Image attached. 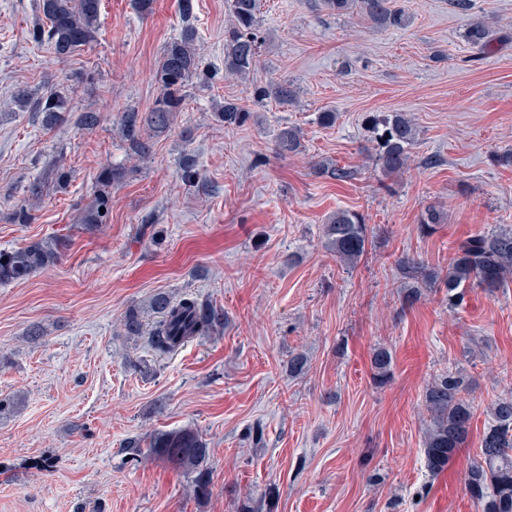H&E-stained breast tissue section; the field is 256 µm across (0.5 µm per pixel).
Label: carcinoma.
I'll list each match as a JSON object with an SVG mask.
<instances>
[{"label":"carcinoma","instance_id":"cac0c4a2","mask_svg":"<svg viewBox=\"0 0 512 512\" xmlns=\"http://www.w3.org/2000/svg\"><path fill=\"white\" fill-rule=\"evenodd\" d=\"M100 0H38L42 22L32 30L33 39L46 44L55 57L65 59L72 53L89 47L96 40ZM325 7L344 14L352 7L360 8L363 18L378 28H403L408 19L394 10L389 0H324ZM231 22L224 29V72L246 79L254 71L260 49L265 41L260 30V0H231ZM492 29L485 20L470 24L464 39L470 45L485 49L489 46ZM197 34L185 23L177 38L171 41L155 73L160 93L148 113L127 110L120 117L130 150L143 156L151 152L150 139L141 134L147 127L156 133L170 128L174 117L182 111L189 83L201 74V57L195 46ZM253 96L259 100L273 98L288 103L296 91L288 83L256 86ZM20 106L32 107L42 113V123L52 127L61 120L64 104L52 97L32 99L21 90ZM217 116L226 126H241L251 112L233 100L224 101ZM370 134L371 157L376 168L393 177L409 169L411 150L417 141V127L403 112H375L366 117ZM302 131L296 126H284L277 134L280 152L295 153L301 147ZM317 173L343 181L353 171L339 166L315 164ZM122 170L105 169L98 177L100 189L93 202L85 208L82 224L95 230L105 223L109 211L107 188L120 181ZM324 244L340 266L354 269L367 254L372 243V229L362 214L351 210L332 213L323 225ZM65 247L62 239L33 242L11 250H0V285L29 278L53 266ZM405 286L404 304L412 306L421 300L424 291L443 284L448 306L459 308L469 293L479 290L493 296L512 283V226L482 231L468 237L448 261L447 270H439L410 257L398 260ZM148 309L158 315L149 332L143 331L141 308L132 306L123 317L126 334L147 336V344L159 353H169L195 336L224 326V310L193 297L173 298L158 292L148 301ZM373 379L385 384L393 370L392 352L379 346L372 351ZM470 381L460 370L448 369L435 376L422 393V405L427 413L423 439L425 465L432 474L448 467L457 451L466 443L473 417L469 398ZM487 422L476 459L464 475L468 493L479 512H512V393L499 396L487 407ZM149 452L163 460L176 463L193 474L192 495L202 501L211 495V477L206 444L192 431L163 434L149 442Z\"/></svg>","mask_w":512,"mask_h":512}]
</instances>
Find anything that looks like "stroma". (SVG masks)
Returning <instances> with one entry per match:
<instances>
[{
  "label": "stroma",
  "instance_id": "stroma-1",
  "mask_svg": "<svg viewBox=\"0 0 512 512\" xmlns=\"http://www.w3.org/2000/svg\"><path fill=\"white\" fill-rule=\"evenodd\" d=\"M206 80H193L172 128L131 153L122 112H146L154 74L178 36L180 0H101L92 47L57 61L29 32L37 0H0V250L66 238L60 261L0 285V512H477L463 476L477 458L486 409L512 392V287L469 295L452 311L444 291L405 306L400 258L447 268L480 230L512 225V0H392L403 29H376L320 0H261L266 42L249 78L224 74L230 0H193ZM492 22L485 52L464 40ZM290 82L293 103H254V85ZM65 100L48 129L20 107L19 90ZM249 107L244 126L215 116L224 100ZM336 112L321 126V112ZM99 126L79 125L81 112ZM405 112L419 135L404 175L385 177L367 148L364 118ZM304 150L278 156L283 126ZM200 177L181 179L185 163ZM356 169L339 182L315 163ZM60 165L65 177L44 175ZM124 172L106 224H79L103 167ZM33 201L27 223L13 214ZM437 231L420 235L428 209ZM362 214L374 232L352 270L326 251L334 211ZM211 300L223 329L159 354L124 335L120 320L154 293ZM42 335L30 341L27 329ZM479 338L470 354L471 338ZM393 352L384 387L369 354ZM305 353L309 371L288 374ZM472 385L465 448L431 475L422 458L425 385L449 368ZM262 427V441L249 430ZM190 430L209 450L211 495L129 441Z\"/></svg>",
  "mask_w": 512,
  "mask_h": 512
}]
</instances>
